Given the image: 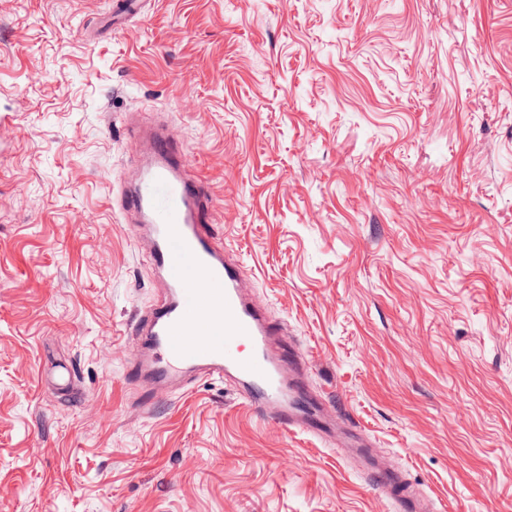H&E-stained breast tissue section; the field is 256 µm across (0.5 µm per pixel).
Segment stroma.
I'll list each match as a JSON object with an SVG mask.
<instances>
[{
	"label": "stroma",
	"mask_w": 512,
	"mask_h": 512,
	"mask_svg": "<svg viewBox=\"0 0 512 512\" xmlns=\"http://www.w3.org/2000/svg\"><path fill=\"white\" fill-rule=\"evenodd\" d=\"M145 2L0 0V512H400L222 380L142 406L148 105L310 390L436 512H512V0Z\"/></svg>",
	"instance_id": "35a3bbf8"
}]
</instances>
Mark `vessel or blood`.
Segmentation results:
<instances>
[{
  "label": "vessel or blood",
  "mask_w": 512,
  "mask_h": 512,
  "mask_svg": "<svg viewBox=\"0 0 512 512\" xmlns=\"http://www.w3.org/2000/svg\"><path fill=\"white\" fill-rule=\"evenodd\" d=\"M132 130L140 153L119 177L116 202L128 222L146 231L149 260L165 288L164 299L140 318L133 381H149L161 394L188 391L199 378L234 381L266 424L354 455L347 422L307 392L305 356L288 346L284 329L255 295L246 265L217 238L214 199L192 177L173 130L137 123ZM365 472L404 512H417V499L394 468L377 458Z\"/></svg>",
  "instance_id": "1"
}]
</instances>
